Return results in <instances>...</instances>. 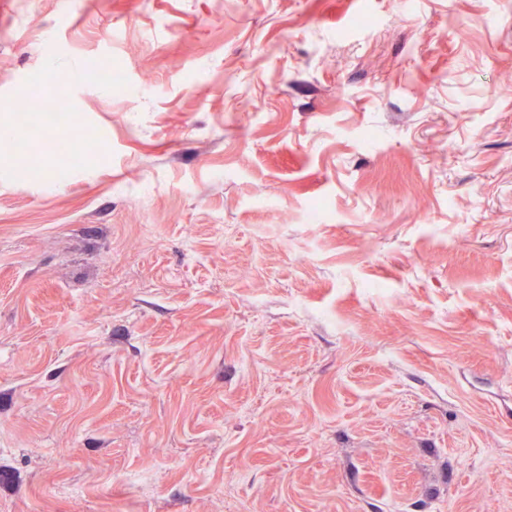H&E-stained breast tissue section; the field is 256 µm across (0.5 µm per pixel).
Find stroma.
I'll use <instances>...</instances> for the list:
<instances>
[{
  "label": "stroma",
  "instance_id": "obj_1",
  "mask_svg": "<svg viewBox=\"0 0 512 512\" xmlns=\"http://www.w3.org/2000/svg\"><path fill=\"white\" fill-rule=\"evenodd\" d=\"M39 69L0 512H512V0H0Z\"/></svg>",
  "mask_w": 512,
  "mask_h": 512
}]
</instances>
